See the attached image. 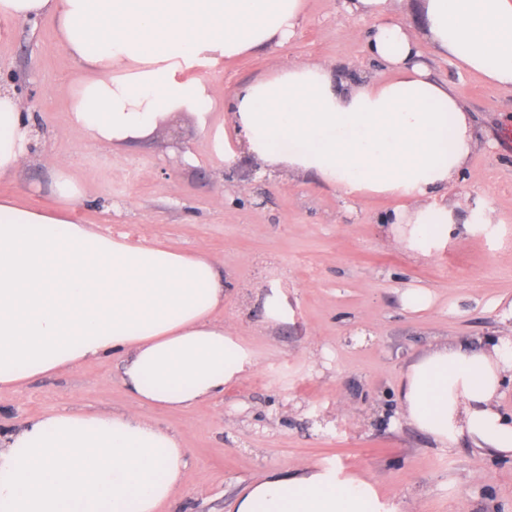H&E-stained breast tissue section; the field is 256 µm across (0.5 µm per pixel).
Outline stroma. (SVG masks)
Returning a JSON list of instances; mask_svg holds the SVG:
<instances>
[{"instance_id":"1","label":"stroma","mask_w":512,"mask_h":512,"mask_svg":"<svg viewBox=\"0 0 512 512\" xmlns=\"http://www.w3.org/2000/svg\"><path fill=\"white\" fill-rule=\"evenodd\" d=\"M372 25L351 16L345 0H305L295 38L227 61L209 79L225 97L276 58L326 61L348 81L384 79L389 70L365 49ZM10 31L0 38V79L35 93L41 126L32 162L0 180V196L56 206L51 163L65 158L82 193L73 221L204 250L224 270L221 319L257 355L255 369L223 397L188 409L140 407L141 417L181 436L189 460L161 512H230L249 484L304 467L366 482L398 512H512V454L486 458L462 443L435 444L409 424L400 398L405 371L426 353L512 336V88L431 57L434 76L470 113L474 143L455 188L467 200L460 226L444 248L417 258L385 232L399 199L356 204L308 175H264L249 158L225 174L213 136L224 124L222 101L208 134L180 112L120 148L77 132L63 89L83 72L59 46L53 20ZM476 209L494 215L496 233L465 230ZM414 287L429 291L418 310L402 302ZM273 289L288 308L275 324L260 300ZM121 369L118 357L87 361L1 391L0 428L62 408L129 409Z\"/></svg>"}]
</instances>
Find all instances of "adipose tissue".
<instances>
[{
  "label": "adipose tissue",
  "mask_w": 512,
  "mask_h": 512,
  "mask_svg": "<svg viewBox=\"0 0 512 512\" xmlns=\"http://www.w3.org/2000/svg\"><path fill=\"white\" fill-rule=\"evenodd\" d=\"M422 24L389 22L390 0H350L373 19L370 56L391 71L343 81L325 61L274 60L225 98V168L241 157L264 173L285 167L340 196L406 199L389 218L418 257L456 222L441 199L471 151L473 124L422 47L430 45L491 86L512 87V0H420ZM52 16L63 50L88 72L69 87L71 123L115 146L147 138L174 112L207 130L219 91L210 71L293 39L304 0H0L1 21ZM36 131L12 88L0 86V179L32 157ZM56 159L53 209L0 199V389L88 360L125 356L123 412L58 411L0 432V512H159L188 468L180 436L142 418L143 405L188 408L224 394L257 365L216 317L224 273L185 253L78 224L81 191ZM512 373V338L459 342L412 363L400 393L407 419L434 442L482 455L512 453V423L497 409ZM369 485L298 468L252 483L232 512H383Z\"/></svg>",
  "instance_id": "adipose-tissue-1"
}]
</instances>
